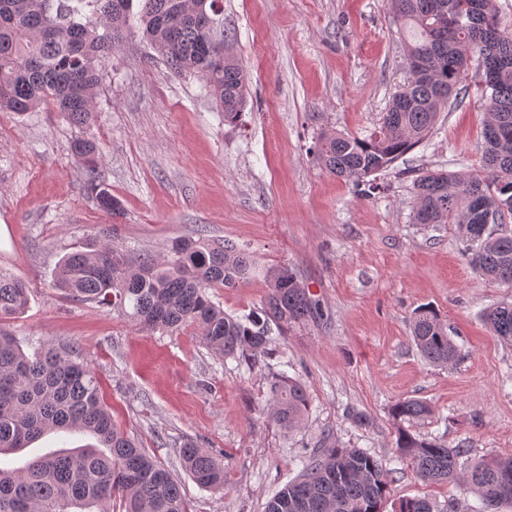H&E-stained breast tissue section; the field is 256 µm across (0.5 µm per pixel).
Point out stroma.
Masks as SVG:
<instances>
[{
	"instance_id": "stroma-1",
	"label": "stroma",
	"mask_w": 512,
	"mask_h": 512,
	"mask_svg": "<svg viewBox=\"0 0 512 512\" xmlns=\"http://www.w3.org/2000/svg\"><path fill=\"white\" fill-rule=\"evenodd\" d=\"M391 0H224L225 48L242 64L247 106L225 123L193 75H176L135 37L112 56L94 118L69 123L50 105L0 112V271L24 280L29 304L0 328L20 339L74 345L97 374L118 427L177 477L191 512H264L300 472L297 457L329 444L392 462L389 410L426 401L412 434L466 451L471 463L512 454V344L484 312L512 288L475 274L457 225L418 224L411 171H479L485 104L471 64L463 100L449 101L424 142L380 172V191L318 165L322 131L378 129L407 77ZM95 141L103 183L122 204L100 209L71 151ZM229 240L252 261L247 279L208 294L226 313L259 312L271 271L292 269L318 318L272 330L256 362L221 357L195 327L140 331L124 311L74 300L54 284L63 255L101 242L131 260L167 259L179 239ZM436 310L461 350L448 367L411 339L417 307ZM305 384L309 416L293 432L266 415L279 372ZM365 414L368 426L347 419ZM193 441L224 464V489H201L181 466ZM426 497L471 512L475 495L397 474L384 512Z\"/></svg>"
}]
</instances>
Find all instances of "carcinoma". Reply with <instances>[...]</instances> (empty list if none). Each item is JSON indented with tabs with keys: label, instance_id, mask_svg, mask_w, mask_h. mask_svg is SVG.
Wrapping results in <instances>:
<instances>
[{
	"label": "carcinoma",
	"instance_id": "1",
	"mask_svg": "<svg viewBox=\"0 0 512 512\" xmlns=\"http://www.w3.org/2000/svg\"><path fill=\"white\" fill-rule=\"evenodd\" d=\"M392 0L393 22L403 33L407 83L392 96L378 131L359 138L322 134L316 160L331 174L373 188L367 178L419 146L434 127L448 94L464 95L468 63L478 56L481 95L486 97L483 164L468 171H417L413 189L418 224H455L467 243L468 264L477 274L512 286V233L489 224L512 213V34L501 29L496 0ZM221 0H0V112H31L51 103L75 126L93 118L92 95L112 53L140 35L178 74L202 77L210 95L235 123L247 102V78L239 61L224 53L217 36ZM99 206L120 213L117 198L98 180V149L85 139L72 146ZM249 256L234 244L181 239L162 266L145 258L134 265L106 244L65 254L54 271L57 287L81 301L132 308L144 332H175L189 325L203 343L225 358L255 357L268 342L267 324L288 326L319 315V305L292 270L269 276L261 315L224 313L206 289L234 288L249 274ZM29 289L19 278L0 275V320L24 313ZM489 331L512 342V303L484 313ZM411 337L429 363L445 366L459 349L439 315L421 307ZM24 351L0 328V512H190L181 484L113 422L101 401L95 372L49 340ZM304 384L280 376L271 388L268 418L291 432L308 415ZM430 413L417 399L396 402L391 417L397 459L423 482L461 485L479 497L475 512L512 505V455H495L465 472L463 448L417 437L403 423ZM81 431L107 448H74L36 457L21 466L4 456L26 448L47 432ZM186 472L201 488L224 489V465L209 450L188 442L181 449ZM298 478L271 498L265 512H383L397 470L362 448L325 446L301 459ZM394 512H437L423 497L403 498Z\"/></svg>",
	"mask_w": 512,
	"mask_h": 512
}]
</instances>
